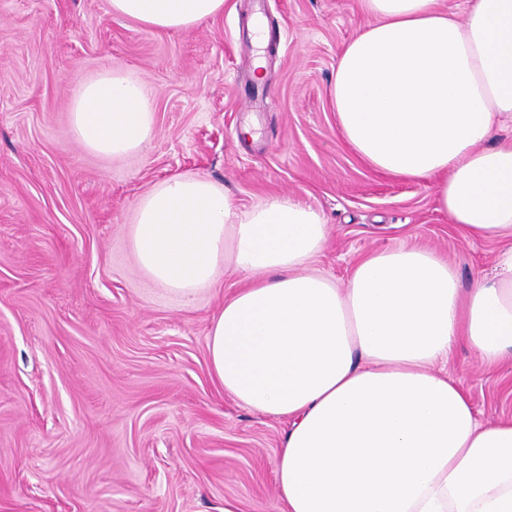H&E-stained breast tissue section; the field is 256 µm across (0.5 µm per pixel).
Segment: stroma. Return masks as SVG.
I'll return each instance as SVG.
<instances>
[{"mask_svg": "<svg viewBox=\"0 0 512 512\" xmlns=\"http://www.w3.org/2000/svg\"><path fill=\"white\" fill-rule=\"evenodd\" d=\"M261 16L263 71L248 23ZM359 0H224L180 32L112 16L107 0H0V512H282L286 420L213 379L207 335L244 284L226 272L184 303L135 265L136 200L175 174L236 204L291 197L329 241L310 271L343 283L360 256L433 250L461 287L500 249L438 210L430 189L374 170L346 144L329 90ZM106 68L142 83L154 134L136 155L84 150L69 125L80 81ZM482 420L512 417V357L448 359Z\"/></svg>", "mask_w": 512, "mask_h": 512, "instance_id": "obj_1", "label": "stroma"}]
</instances>
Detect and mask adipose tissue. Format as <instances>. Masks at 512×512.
I'll return each mask as SVG.
<instances>
[{
    "mask_svg": "<svg viewBox=\"0 0 512 512\" xmlns=\"http://www.w3.org/2000/svg\"><path fill=\"white\" fill-rule=\"evenodd\" d=\"M374 24L341 52L338 127L374 169L432 189L498 272L461 289L435 253L369 254L344 284L308 272L323 214L290 197L249 209L178 174L135 204L139 268L184 300L225 272L246 288L212 321L213 377L237 403L288 420L276 487L284 512H512V418L482 421L439 371L458 342L487 366L512 353V0H362ZM112 15L182 31L224 0H108ZM74 138L105 158L154 131L143 84L112 69L81 81Z\"/></svg>",
    "mask_w": 512,
    "mask_h": 512,
    "instance_id": "ef3b65f1",
    "label": "adipose tissue"
}]
</instances>
